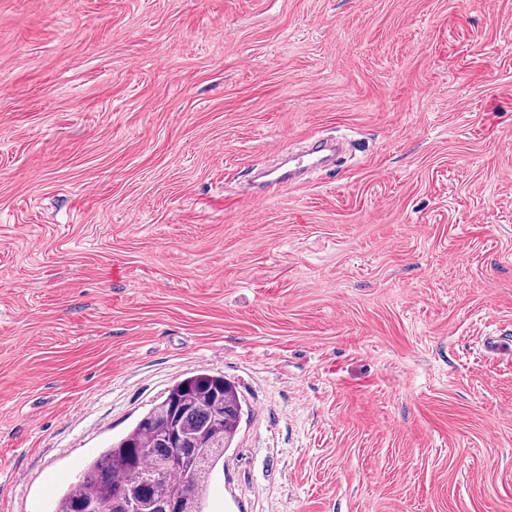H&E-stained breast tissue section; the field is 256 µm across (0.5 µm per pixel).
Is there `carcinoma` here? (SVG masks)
I'll return each mask as SVG.
<instances>
[{
	"instance_id": "obj_1",
	"label": "carcinoma",
	"mask_w": 512,
	"mask_h": 512,
	"mask_svg": "<svg viewBox=\"0 0 512 512\" xmlns=\"http://www.w3.org/2000/svg\"><path fill=\"white\" fill-rule=\"evenodd\" d=\"M243 415L236 387L224 375L205 371L175 381L62 493L56 512H90L114 499L152 505L176 496L189 512H208V487Z\"/></svg>"
}]
</instances>
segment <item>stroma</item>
Returning a JSON list of instances; mask_svg holds the SVG:
<instances>
[{
    "mask_svg": "<svg viewBox=\"0 0 512 512\" xmlns=\"http://www.w3.org/2000/svg\"><path fill=\"white\" fill-rule=\"evenodd\" d=\"M495 328L512 0H0V512L199 370L248 407L210 512H512ZM334 148L324 143L312 144L305 154L288 158L281 166L260 174L261 182L256 183L257 194L271 193L279 185L297 182L306 169L323 166L331 159Z\"/></svg>",
    "mask_w": 512,
    "mask_h": 512,
    "instance_id": "1",
    "label": "stroma"
}]
</instances>
